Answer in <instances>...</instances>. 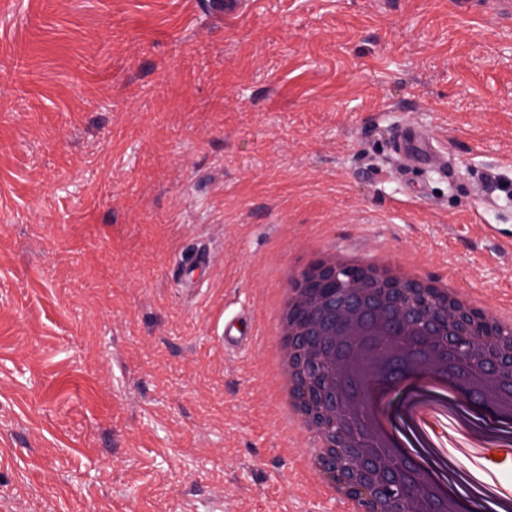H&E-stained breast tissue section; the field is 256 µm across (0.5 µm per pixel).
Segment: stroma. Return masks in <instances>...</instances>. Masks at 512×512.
Masks as SVG:
<instances>
[{"mask_svg":"<svg viewBox=\"0 0 512 512\" xmlns=\"http://www.w3.org/2000/svg\"><path fill=\"white\" fill-rule=\"evenodd\" d=\"M406 122L447 173L401 174ZM316 238L512 305V5L0 0V512H326L265 361ZM210 261V255L205 251L197 250L183 259L174 274L175 283L183 289L194 290L198 288L203 271ZM224 320V331H223ZM223 335V346H222ZM250 335L249 326L243 316H232L227 319H220L214 329V341L224 347V350L237 349L245 345H250L254 339Z\"/></svg>","mask_w":512,"mask_h":512,"instance_id":"obj_1","label":"stroma"}]
</instances>
